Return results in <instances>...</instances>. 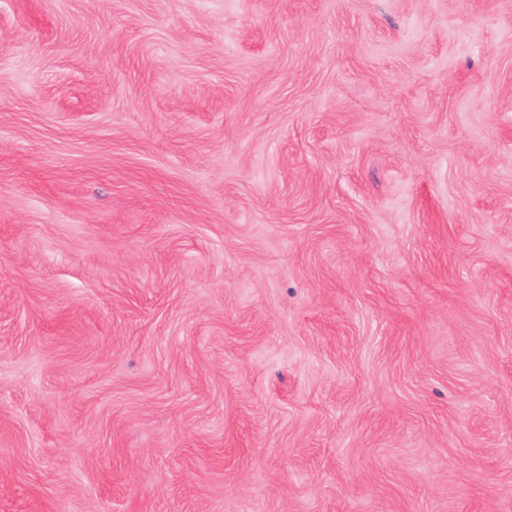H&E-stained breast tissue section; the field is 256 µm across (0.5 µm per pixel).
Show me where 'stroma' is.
<instances>
[{
  "instance_id": "stroma-1",
  "label": "stroma",
  "mask_w": 512,
  "mask_h": 512,
  "mask_svg": "<svg viewBox=\"0 0 512 512\" xmlns=\"http://www.w3.org/2000/svg\"><path fill=\"white\" fill-rule=\"evenodd\" d=\"M0 512H512V0H0Z\"/></svg>"
}]
</instances>
